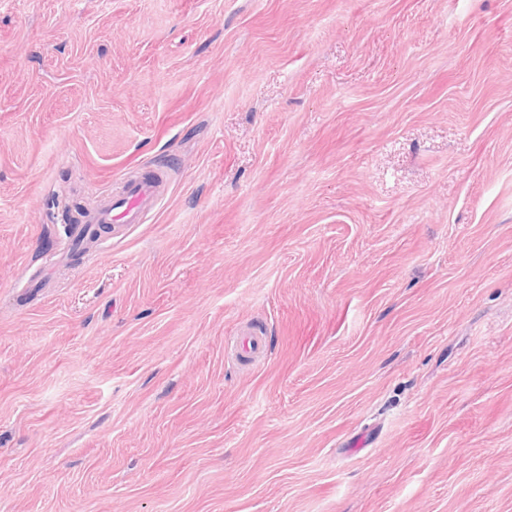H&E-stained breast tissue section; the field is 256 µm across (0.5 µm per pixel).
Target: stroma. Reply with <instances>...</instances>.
Returning a JSON list of instances; mask_svg holds the SVG:
<instances>
[{"label": "stroma", "instance_id": "1", "mask_svg": "<svg viewBox=\"0 0 512 512\" xmlns=\"http://www.w3.org/2000/svg\"><path fill=\"white\" fill-rule=\"evenodd\" d=\"M0 512H512V0H0ZM169 191L165 170L157 168L135 177L120 178L119 191L109 194L106 200L88 211L85 224L106 226L113 233L132 224L144 223ZM235 352L245 362L261 359L265 354L262 333L251 329L244 330L237 339Z\"/></svg>", "mask_w": 512, "mask_h": 512}]
</instances>
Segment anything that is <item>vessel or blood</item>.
Segmentation results:
<instances>
[{
    "label": "vessel or blood",
    "instance_id": "vessel-or-blood-1",
    "mask_svg": "<svg viewBox=\"0 0 512 512\" xmlns=\"http://www.w3.org/2000/svg\"><path fill=\"white\" fill-rule=\"evenodd\" d=\"M168 191L167 173L160 168L135 177H122L118 192L108 195L102 204L90 210L86 222L120 232L129 225L143 223ZM235 352L245 362L261 359L265 354L261 332L244 330L236 342Z\"/></svg>",
    "mask_w": 512,
    "mask_h": 512
}]
</instances>
